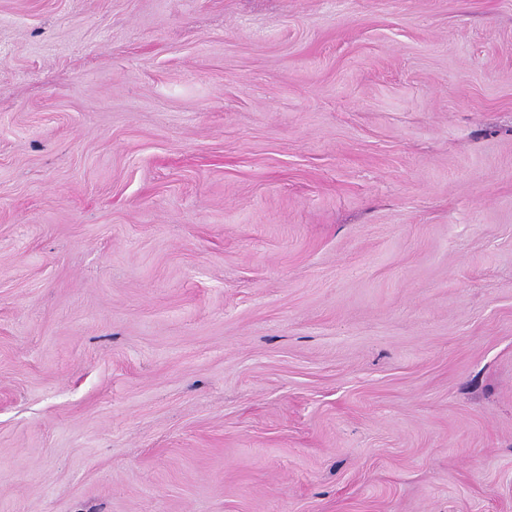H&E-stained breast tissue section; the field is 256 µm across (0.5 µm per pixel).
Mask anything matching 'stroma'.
Returning <instances> with one entry per match:
<instances>
[{"mask_svg":"<svg viewBox=\"0 0 512 512\" xmlns=\"http://www.w3.org/2000/svg\"><path fill=\"white\" fill-rule=\"evenodd\" d=\"M0 512H512V0H0Z\"/></svg>","mask_w":512,"mask_h":512,"instance_id":"stroma-1","label":"stroma"}]
</instances>
